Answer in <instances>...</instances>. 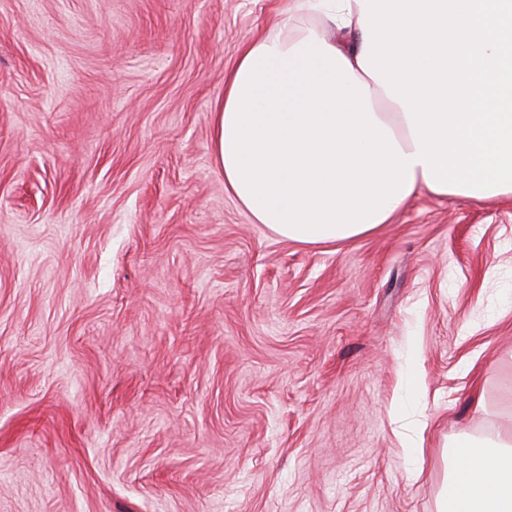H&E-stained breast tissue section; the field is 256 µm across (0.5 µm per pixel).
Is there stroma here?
I'll return each instance as SVG.
<instances>
[{
	"instance_id": "stroma-1",
	"label": "stroma",
	"mask_w": 512,
	"mask_h": 512,
	"mask_svg": "<svg viewBox=\"0 0 512 512\" xmlns=\"http://www.w3.org/2000/svg\"><path fill=\"white\" fill-rule=\"evenodd\" d=\"M287 10L0 0V512H435L512 423L511 200L309 247L225 189L213 104Z\"/></svg>"
}]
</instances>
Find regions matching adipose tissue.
Listing matches in <instances>:
<instances>
[{
    "label": "adipose tissue",
    "mask_w": 512,
    "mask_h": 512,
    "mask_svg": "<svg viewBox=\"0 0 512 512\" xmlns=\"http://www.w3.org/2000/svg\"><path fill=\"white\" fill-rule=\"evenodd\" d=\"M358 0H288V13L279 29L260 34L238 49L239 59L266 45L276 54L274 68L292 60L294 45L303 38H325L338 28L352 34L338 51L353 64L355 77L368 84L376 117L392 129L404 152L415 147L401 106L387 97L383 87L371 83L358 62L364 52ZM435 512H512V429L503 427L481 436L464 434L448 449L445 478L435 501Z\"/></svg>",
    "instance_id": "adipose-tissue-1"
}]
</instances>
